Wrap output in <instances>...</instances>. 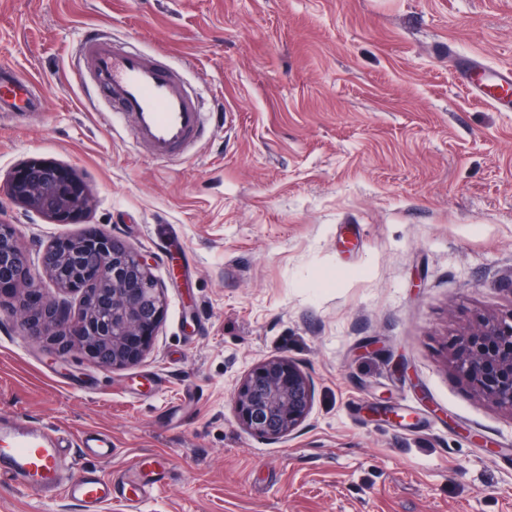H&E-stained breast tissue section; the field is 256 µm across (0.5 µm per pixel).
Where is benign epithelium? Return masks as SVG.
<instances>
[{
  "mask_svg": "<svg viewBox=\"0 0 512 512\" xmlns=\"http://www.w3.org/2000/svg\"><path fill=\"white\" fill-rule=\"evenodd\" d=\"M12 202L56 224H70L84 215L90 196L68 171L30 162L16 169L6 183ZM95 262L84 265V253ZM49 279L59 298L35 308L21 300L11 309L27 335L47 338L61 350L78 344L105 369H122L149 350L151 333L165 310L164 287L153 277L147 259L112 235L54 242L45 247L38 269L13 226L0 217V284L32 285ZM512 316L483 319L464 336L454 352L455 368L473 390L512 410ZM313 384L290 360L273 356L256 366L238 387L234 412L250 433L276 439L305 421Z\"/></svg>",
  "mask_w": 512,
  "mask_h": 512,
  "instance_id": "benign-epithelium-1",
  "label": "benign epithelium"
}]
</instances>
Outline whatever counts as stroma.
I'll use <instances>...</instances> for the list:
<instances>
[{"label": "stroma", "mask_w": 512, "mask_h": 512, "mask_svg": "<svg viewBox=\"0 0 512 512\" xmlns=\"http://www.w3.org/2000/svg\"><path fill=\"white\" fill-rule=\"evenodd\" d=\"M94 31L207 87L211 140L157 162L91 97ZM512 68V0H0V66L42 91L0 121V183L27 161L76 173L92 205L55 224L0 192L31 263L99 229L166 296L122 370L25 335L0 292V414L111 433L119 474L159 454L142 512H512V411L474 393L452 344L512 315V110L457 59ZM313 382L276 440L234 414L271 356ZM0 512H79L0 478Z\"/></svg>", "instance_id": "obj_1"}]
</instances>
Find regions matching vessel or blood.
I'll return each instance as SVG.
<instances>
[{
	"label": "vessel or blood",
	"mask_w": 512,
	"mask_h": 512,
	"mask_svg": "<svg viewBox=\"0 0 512 512\" xmlns=\"http://www.w3.org/2000/svg\"><path fill=\"white\" fill-rule=\"evenodd\" d=\"M80 68L87 85L110 105L113 122L129 125L139 149L157 161L182 157L215 129L212 113L187 88L180 69L162 65L155 54L133 43L102 35L82 36L78 44ZM467 78L480 97L492 105L512 100V70L468 66ZM41 99L32 84L16 74L0 72V115L14 116L38 109ZM68 441L58 430L13 418L0 419V477L36 491L43 499L62 496L80 512H102L115 501L129 512L160 491L167 463L143 458L119 476L93 469L71 476ZM83 455L108 459L113 454L110 434L94 431L80 436Z\"/></svg>",
	"instance_id": "vessel-or-blood-1"
}]
</instances>
